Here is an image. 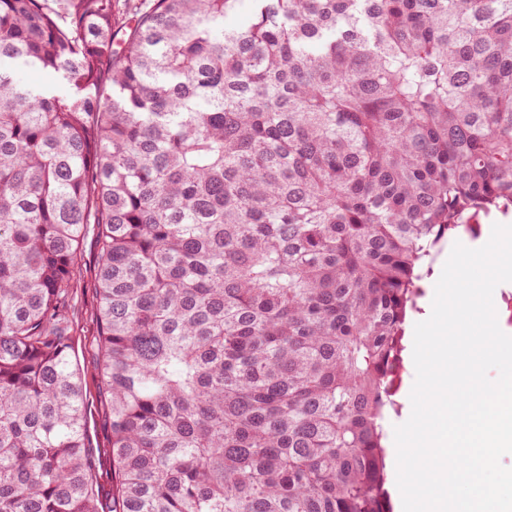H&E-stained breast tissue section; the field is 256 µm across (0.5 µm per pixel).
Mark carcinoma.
Segmentation results:
<instances>
[{"instance_id": "cac0c4a2", "label": "carcinoma", "mask_w": 512, "mask_h": 512, "mask_svg": "<svg viewBox=\"0 0 512 512\" xmlns=\"http://www.w3.org/2000/svg\"><path fill=\"white\" fill-rule=\"evenodd\" d=\"M509 210L512 0H0V512H98L87 225L113 512H393L407 318ZM478 221L481 225L479 226V232L476 237L471 235H464L453 240L449 244L447 242L443 245L437 262L434 265L433 273L424 283L425 293L424 296L418 301L420 310L413 313L407 323L404 338L405 348L402 354L403 367L400 375L401 387L399 393L396 396V399L401 404V409L399 411V415L394 417L390 429V447L395 458L396 454L394 453L396 451V447L394 442V426L404 423L409 418L412 410L410 392L415 380V366L413 361V339L415 324L426 320L431 314L435 284L441 275L443 266L451 252L454 243L460 242L469 248H478L483 246L489 240L492 227L495 223L512 225V211H509L507 214L495 212L490 214L488 217L481 216ZM98 244L92 226L81 243L74 271V290L69 297L72 319L71 342L83 376L89 448H93L96 466L95 490L99 512H112V455L109 453L111 429L108 397L99 378L101 354L98 349L96 307Z\"/></svg>"}]
</instances>
